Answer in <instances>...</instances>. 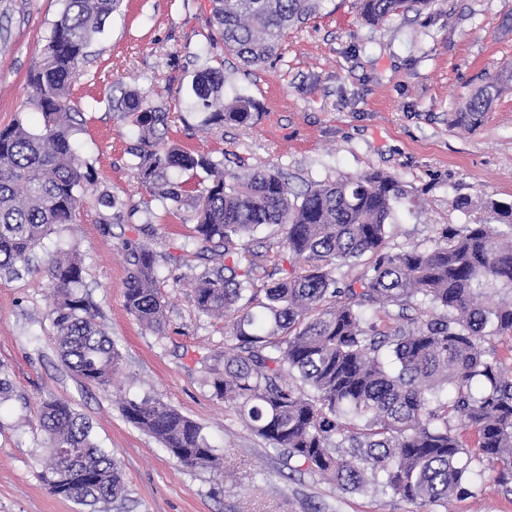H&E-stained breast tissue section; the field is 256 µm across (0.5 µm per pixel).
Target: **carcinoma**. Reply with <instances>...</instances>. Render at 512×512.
Returning a JSON list of instances; mask_svg holds the SVG:
<instances>
[{"instance_id": "cac0c4a2", "label": "carcinoma", "mask_w": 512, "mask_h": 512, "mask_svg": "<svg viewBox=\"0 0 512 512\" xmlns=\"http://www.w3.org/2000/svg\"><path fill=\"white\" fill-rule=\"evenodd\" d=\"M325 0H211L210 22L224 49L245 64L275 55L288 30L319 14ZM430 0H361L370 24L417 11ZM121 0H62L37 68L30 103L42 125L16 117L0 128V273L18 265L53 230L71 224L82 194L97 189L93 166L77 152L79 131L71 84L89 47ZM503 69L454 113L453 125L474 126L500 85ZM187 103L205 123L247 125L254 101L238 96L224 105V71L197 70ZM135 118L140 137L131 148L136 178L178 216L203 212L193 241L241 249L259 228L276 226L294 272L258 283L255 271L279 265L266 250L245 266L234 261L193 275V304L212 316L232 314V344L209 368L215 397L258 437L283 448L312 475L345 492H391L422 506L447 508L465 490L483 458L501 465L500 484L512 483V367L483 343L512 337V302L487 295L512 293V203L491 197L483 207L506 226L447 225L434 245L391 241L404 185L383 172L317 181L293 191L278 173L238 157L224 165L209 153L161 142L169 113L146 104L136 90L109 100ZM212 178L193 195L174 171ZM98 201L125 220V203L106 191ZM125 308L158 336L166 334L165 298L157 261L145 244L126 248ZM46 273L53 290L55 346L65 366L88 383L107 386L121 358L96 321L84 287L77 248L52 256ZM126 419L190 468L218 460L202 428L167 404L144 398L124 403ZM46 438L40 479L51 493L92 512L127 497L112 455L69 404L42 403ZM472 430L469 444L463 432Z\"/></svg>"}]
</instances>
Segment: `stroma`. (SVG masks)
<instances>
[{"mask_svg":"<svg viewBox=\"0 0 512 512\" xmlns=\"http://www.w3.org/2000/svg\"><path fill=\"white\" fill-rule=\"evenodd\" d=\"M61 7V0H0V127L20 114L40 125L28 78ZM209 18L210 0H123L71 87L79 154L94 167L99 190L118 194L135 215L113 223L96 193H86L76 222L34 249L28 271L0 277V369L13 385L0 404V512L78 510L39 478V409L50 399L88 418L122 470L129 494L110 512H432L391 494L340 491L272 448L214 397L204 379L230 341L228 322L195 308L186 278L217 258L192 244L193 211L165 218L161 203L133 178L138 128L108 102L128 90L146 94L170 113L169 140L217 158L242 157L297 190L311 181L389 173L414 198L396 209V242L428 245L443 225L487 219L479 207L455 210L457 196L512 201V84L477 125L449 123L476 90L512 66V0H433L378 25L364 21L359 0H327L321 14L289 32L275 59L252 67L225 51ZM205 63L223 67L225 100H256L250 125L217 130L175 100ZM129 241L157 255L166 335L125 309ZM73 246L97 320L121 353L107 387L73 374L54 346L45 267L56 251ZM146 397L200 424L219 469L180 464L129 423L124 402ZM499 470L496 460L483 459L468 493L453 497L448 512H512Z\"/></svg>","mask_w":512,"mask_h":512,"instance_id":"obj_1","label":"stroma"}]
</instances>
